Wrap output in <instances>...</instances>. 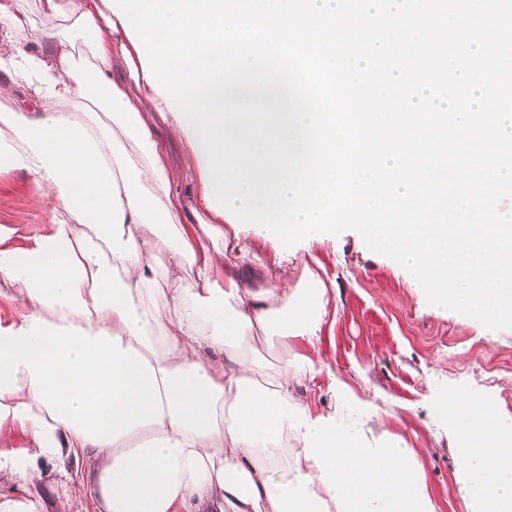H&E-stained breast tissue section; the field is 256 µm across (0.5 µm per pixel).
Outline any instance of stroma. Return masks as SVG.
I'll return each instance as SVG.
<instances>
[{
	"label": "stroma",
	"mask_w": 512,
	"mask_h": 512,
	"mask_svg": "<svg viewBox=\"0 0 512 512\" xmlns=\"http://www.w3.org/2000/svg\"><path fill=\"white\" fill-rule=\"evenodd\" d=\"M39 196L31 176L0 173V225L15 227L14 245L48 231L51 214ZM224 233L237 237L231 258L253 285L306 265L325 282L327 315L317 343L323 370L304 383L311 406L332 404L334 380L348 384L372 402L382 429L414 451L437 512H467L468 492L456 480V429L436 404L443 394L469 391L487 397L512 426V328L492 339L478 320L432 308L406 271L351 230L287 248L229 225ZM86 496L83 466L72 460L45 464L35 485L0 471V497L40 499L44 512Z\"/></svg>",
	"instance_id": "35a3bbf8"
}]
</instances>
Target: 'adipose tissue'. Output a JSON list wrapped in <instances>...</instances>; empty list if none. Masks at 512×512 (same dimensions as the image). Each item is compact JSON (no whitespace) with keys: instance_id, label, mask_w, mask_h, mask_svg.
I'll return each instance as SVG.
<instances>
[{"instance_id":"obj_1","label":"adipose tissue","mask_w":512,"mask_h":512,"mask_svg":"<svg viewBox=\"0 0 512 512\" xmlns=\"http://www.w3.org/2000/svg\"><path fill=\"white\" fill-rule=\"evenodd\" d=\"M0 34V172L32 176L51 213L23 246L0 225V300L23 309L0 319V433L29 440L0 464L36 484L44 462L82 461L88 498L61 512H436L369 400L338 381L333 410H314L300 389L317 356L253 351L316 345L327 287L307 268L256 288L197 248V224L226 217L178 191L206 164L104 0H0ZM440 409L458 426L468 512H512V433L478 396ZM256 347L268 361L277 363L286 357H291L294 353L303 352L305 350V342L303 340L290 342L288 348L276 341L270 345L257 344Z\"/></svg>"}]
</instances>
